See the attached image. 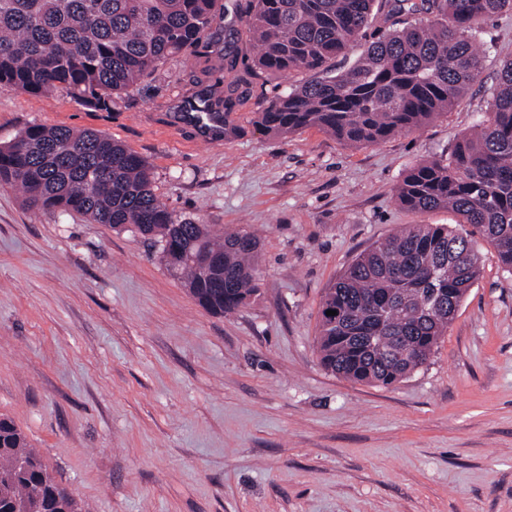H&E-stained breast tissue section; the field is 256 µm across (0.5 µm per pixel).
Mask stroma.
Returning <instances> with one entry per match:
<instances>
[{
    "mask_svg": "<svg viewBox=\"0 0 512 512\" xmlns=\"http://www.w3.org/2000/svg\"><path fill=\"white\" fill-rule=\"evenodd\" d=\"M485 29L491 56L448 112L370 146L254 125L318 70L262 74L224 143L168 133L200 69L190 49L108 110L0 90V144L32 125L101 132L146 160L175 218L260 242L257 295L215 314L150 241L0 185V416L85 512H512V275L489 244L446 336L396 385L350 381L314 347L358 254L402 224H456L394 189L487 110L512 13Z\"/></svg>",
    "mask_w": 512,
    "mask_h": 512,
    "instance_id": "obj_1",
    "label": "stroma"
}]
</instances>
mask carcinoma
I'll return each instance as SVG.
<instances>
[{"label": "carcinoma", "mask_w": 512, "mask_h": 512, "mask_svg": "<svg viewBox=\"0 0 512 512\" xmlns=\"http://www.w3.org/2000/svg\"><path fill=\"white\" fill-rule=\"evenodd\" d=\"M219 0H0V90L67 89L94 107L137 89L170 57L193 48L210 58L208 30ZM252 67L239 48L218 49L206 66L214 83L183 98L224 113L237 134L238 93L269 72L316 70L357 41L378 14L394 28L370 42L345 72L310 82L256 113L277 136L318 127L353 145L411 132L448 107L480 75L489 49L485 22L512 12V0H238ZM0 184L19 188L28 207L77 213L141 235L181 272L200 305L231 312L257 291L259 241L241 231L217 238L206 224L176 219L151 189L146 161L111 137L68 127L27 128L0 146ZM410 210L450 209L471 227L400 228L362 253L326 289L316 348L328 370L357 383L393 385L424 365L481 274L479 236L512 274V60L499 74L486 113L447 158L423 161L396 189ZM214 263L203 275L189 254ZM337 315L328 316L326 311ZM0 512H82L26 435L0 417Z\"/></svg>", "instance_id": "carcinoma-1"}]
</instances>
